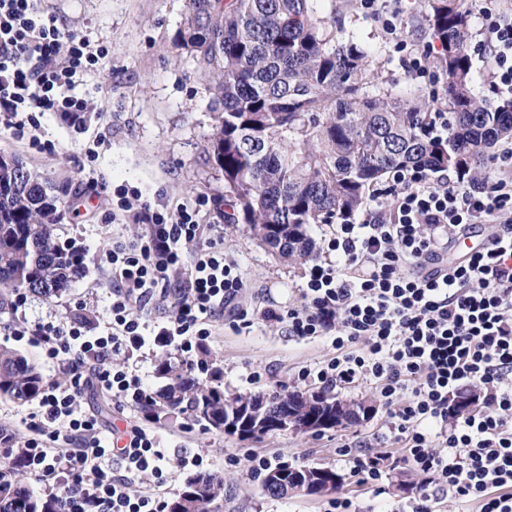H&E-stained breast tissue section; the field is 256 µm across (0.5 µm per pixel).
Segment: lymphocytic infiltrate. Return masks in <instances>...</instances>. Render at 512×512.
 Wrapping results in <instances>:
<instances>
[{
	"label": "lymphocytic infiltrate",
	"mask_w": 512,
	"mask_h": 512,
	"mask_svg": "<svg viewBox=\"0 0 512 512\" xmlns=\"http://www.w3.org/2000/svg\"><path fill=\"white\" fill-rule=\"evenodd\" d=\"M480 13L489 79L497 94L512 97V10L506 0H482ZM105 54L59 26L41 0H0V124L19 137L39 112L83 125L93 106L76 94V78ZM133 212L145 233L106 254L114 282L109 332L22 317L8 327L14 341L40 347L66 375L45 385L22 458L58 512H164L159 489L170 473L156 430L131 424L103 433L81 400L90 386L119 402L147 396L128 367L147 351L174 348L199 368L221 315L236 331L259 320L330 343L331 357L299 369L301 383L375 386L395 445L337 446L358 484L380 492L391 459L419 477L410 512H439L446 501L460 512H512L511 174L452 179L443 169L394 170L358 218L324 237L302 274L298 303L284 309L248 306L239 261L218 229L199 224L197 210L144 201ZM475 224L493 225L494 241L449 263V244ZM185 263L187 285L169 288ZM156 299L170 314L153 325ZM465 385L484 389L483 409L450 412L449 394Z\"/></svg>",
	"instance_id": "lymphocytic-infiltrate-1"
}]
</instances>
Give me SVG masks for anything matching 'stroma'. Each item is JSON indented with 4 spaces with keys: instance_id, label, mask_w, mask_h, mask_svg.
Instances as JSON below:
<instances>
[{
    "instance_id": "obj_1",
    "label": "stroma",
    "mask_w": 512,
    "mask_h": 512,
    "mask_svg": "<svg viewBox=\"0 0 512 512\" xmlns=\"http://www.w3.org/2000/svg\"><path fill=\"white\" fill-rule=\"evenodd\" d=\"M336 16L374 35L384 50L381 60L386 78L406 83H436L438 76L409 73L396 48L420 49L430 38L423 25L425 0H415L401 17L398 38L386 35L380 23L359 8L335 0ZM69 30L104 46L106 55L81 76L76 94L92 100L83 127L70 126L57 112L39 114L35 137L47 142L45 150L33 148L29 138L16 137L0 124V153L12 154L37 170L63 201L62 220L56 226L61 242L72 243L84 255L86 271L60 297L47 300L30 295L25 308L29 322L70 321L82 318L92 333L106 332L111 321L112 269L105 254L113 242L131 241L143 225L116 215L119 188L138 191L142 199L169 209H197L201 224L220 227L224 249L238 258L247 278L271 289L283 303L295 301L302 283L303 266L274 256L250 233L247 225L224 221V173L210 159L209 141L215 124L208 109L209 94L186 54L173 45L184 17L183 0H42ZM98 152L89 162L87 152ZM210 351L223 374L226 394H247L280 389L295 390L294 376L306 364L332 355L323 341H300L280 326H257L238 333L216 320ZM264 376L256 385L249 372ZM338 401L374 402L370 417L322 432H277L242 440L185 421L161 427L168 457L200 452L210 473L223 476L233 498L222 512H324L327 495L291 493L273 497L262 489L251 471L252 454L275 457L300 465L332 467L343 478L340 494L354 498L361 512H396L415 493L416 476L404 468H386L383 492L375 494L357 484L348 465L336 454L337 442L391 448L387 412L372 385L335 389ZM82 407L103 428H125L141 421L133 400L116 402L86 390Z\"/></svg>"
}]
</instances>
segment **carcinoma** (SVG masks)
Returning <instances> with one entry per match:
<instances>
[{"label": "carcinoma", "instance_id": "1", "mask_svg": "<svg viewBox=\"0 0 512 512\" xmlns=\"http://www.w3.org/2000/svg\"><path fill=\"white\" fill-rule=\"evenodd\" d=\"M174 39L207 81L209 110L218 113L209 156L224 171L232 224L250 226L285 260L306 261L315 244L311 224L356 215L381 178L404 167L448 168L475 177L496 144L512 140V103L493 104L468 53L470 12L459 0H427L424 21L439 43L434 88L398 84L373 65L382 45L361 29L328 17L329 0H185ZM448 105V136L428 132L435 104ZM0 170V309L11 295L60 296L85 270L83 254L60 242L59 198L40 174L15 162ZM202 379L182 361L157 365L165 384L137 399L155 422L192 419L217 432L224 416L293 409L336 417V397L321 391L227 396L221 373ZM39 364L0 346V399L40 397ZM23 441L0 428V512H54L30 488L20 465ZM230 489L210 473L184 478L165 512H219Z\"/></svg>", "mask_w": 512, "mask_h": 512}]
</instances>
